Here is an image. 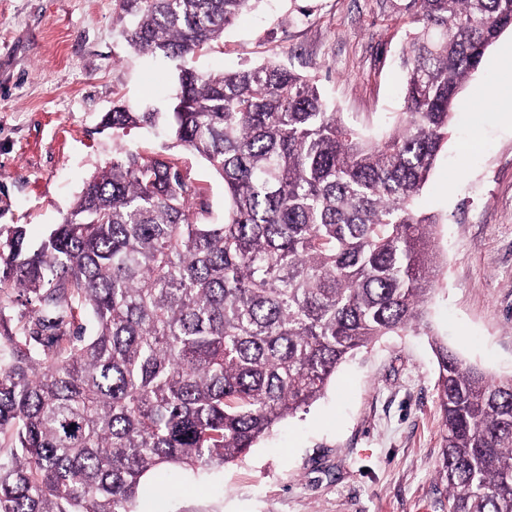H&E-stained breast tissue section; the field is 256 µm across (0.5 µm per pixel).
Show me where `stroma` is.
<instances>
[{
  "instance_id": "stroma-1",
  "label": "stroma",
  "mask_w": 512,
  "mask_h": 512,
  "mask_svg": "<svg viewBox=\"0 0 512 512\" xmlns=\"http://www.w3.org/2000/svg\"><path fill=\"white\" fill-rule=\"evenodd\" d=\"M413 13L411 0H260L196 65L288 66L372 133L401 109ZM177 90L171 66L126 49L112 0H0V234L20 224L37 245L111 162L116 139L101 120L114 102L165 112ZM183 170L204 190L207 222L223 223L222 181L197 156ZM419 205L438 219L431 335L398 332L361 349L321 398L236 461L170 470L172 493L148 476L137 512H448L432 341L512 376V31L458 95Z\"/></svg>"
}]
</instances>
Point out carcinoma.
I'll return each instance as SVG.
<instances>
[{
  "instance_id": "cac0c4a2",
  "label": "carcinoma",
  "mask_w": 512,
  "mask_h": 512,
  "mask_svg": "<svg viewBox=\"0 0 512 512\" xmlns=\"http://www.w3.org/2000/svg\"><path fill=\"white\" fill-rule=\"evenodd\" d=\"M257 2L113 0L126 46L177 70L173 146H119L37 248L0 237V512H134L150 472L233 461L357 349L428 328L416 201L512 0H412L403 111L377 135L291 68L191 64ZM157 118L119 100L102 127ZM183 152L224 182V223ZM435 350L448 512H512V379Z\"/></svg>"
}]
</instances>
